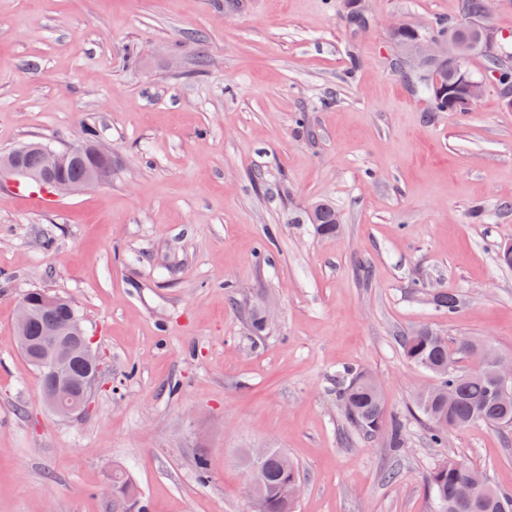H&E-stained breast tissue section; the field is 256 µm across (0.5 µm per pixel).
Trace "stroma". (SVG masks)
<instances>
[{"mask_svg": "<svg viewBox=\"0 0 512 512\" xmlns=\"http://www.w3.org/2000/svg\"><path fill=\"white\" fill-rule=\"evenodd\" d=\"M364 5L354 35L343 0H0V153L93 125L112 155L42 208L0 189V512H112L120 468L146 512H252L247 448L298 463L295 512H436L426 475L450 457L512 492V427L432 443L408 413L434 378L398 345L427 326L512 359V108L489 84L430 111L392 67V25L461 0ZM318 199L335 235L304 218ZM34 290L72 300L101 356L80 417L46 410L13 339ZM347 368L407 417L404 447L349 425Z\"/></svg>", "mask_w": 512, "mask_h": 512, "instance_id": "obj_1", "label": "stroma"}]
</instances>
